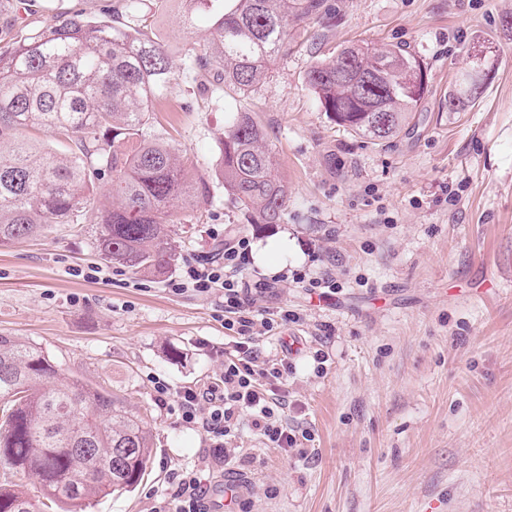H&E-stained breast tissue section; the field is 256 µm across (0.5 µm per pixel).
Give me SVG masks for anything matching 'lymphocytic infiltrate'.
<instances>
[{
    "label": "lymphocytic infiltrate",
    "instance_id": "lymphocytic-infiltrate-1",
    "mask_svg": "<svg viewBox=\"0 0 512 512\" xmlns=\"http://www.w3.org/2000/svg\"><path fill=\"white\" fill-rule=\"evenodd\" d=\"M251 251L247 237L235 238L225 244L219 256H207L186 265L175 291H194L200 294L221 292L224 311L230 319L228 328L238 335L232 355L225 357L217 381L204 387L171 389L155 382L156 400L160 404L174 403L182 420L201 433L215 453H223L232 444L241 422H250L269 445L288 449L297 444L295 430L283 421L286 406L277 390L288 364L282 359L269 360L258 367L252 348L257 322L245 309L246 288L238 274L249 260ZM162 512H207L204 491L196 472H183L176 491L166 501Z\"/></svg>",
    "mask_w": 512,
    "mask_h": 512
}]
</instances>
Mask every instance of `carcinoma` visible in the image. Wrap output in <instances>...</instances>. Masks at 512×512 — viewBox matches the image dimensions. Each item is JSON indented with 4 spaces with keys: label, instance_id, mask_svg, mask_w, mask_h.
Returning <instances> with one entry per match:
<instances>
[{
    "label": "carcinoma",
    "instance_id": "obj_1",
    "mask_svg": "<svg viewBox=\"0 0 512 512\" xmlns=\"http://www.w3.org/2000/svg\"><path fill=\"white\" fill-rule=\"evenodd\" d=\"M185 2L186 29L199 15L211 22L209 40L186 48L190 65L242 93L291 50L288 27L318 21L325 9V0ZM152 26L145 0H123L110 20L65 9L45 27L0 28V247L84 221L106 263L160 275L176 260L171 224L198 186L173 147L145 138L155 102L178 85ZM306 82L331 122L383 145L408 130L429 78L398 46L352 45L316 61ZM36 127L54 130L69 149L52 153L28 140ZM220 153L224 191L250 223H280L285 187L252 112L230 111ZM106 177L112 190L92 209L94 184ZM152 453L140 410L61 377L35 345L0 336V512H85L92 499L134 490ZM30 474L38 502L15 482Z\"/></svg>",
    "mask_w": 512,
    "mask_h": 512
}]
</instances>
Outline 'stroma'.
Instances as JSON below:
<instances>
[{
    "instance_id": "1",
    "label": "stroma",
    "mask_w": 512,
    "mask_h": 512,
    "mask_svg": "<svg viewBox=\"0 0 512 512\" xmlns=\"http://www.w3.org/2000/svg\"><path fill=\"white\" fill-rule=\"evenodd\" d=\"M331 21L292 29L299 47L246 94L189 69L184 50L209 23L183 27L181 0H156L153 31L179 79L146 129L194 164L208 195L180 215V256L161 276L101 262L89 233L54 224L0 247V335L39 347L68 377L100 385L147 416L154 455L130 493L86 512H158L186 470L209 497L238 490L233 512H512V0H326ZM120 0H16L0 22L91 17ZM360 42L406 48L428 92L405 134L374 145L321 112L306 82L315 60ZM495 71L482 96L449 111L478 56ZM263 125L288 192L283 220L250 224L218 176L229 109ZM251 242L253 311L300 319L255 339L287 358L282 418L307 431L289 450L242 428L214 456L177 411L171 388L218 378L236 334L221 295L175 293L182 266L215 246L208 229ZM101 267L99 280L85 271ZM300 279L280 281L285 271ZM339 287L322 300L310 279ZM296 338L300 354L284 356Z\"/></svg>"
}]
</instances>
